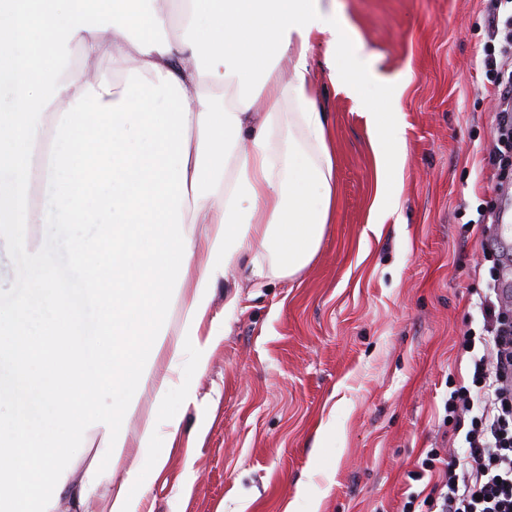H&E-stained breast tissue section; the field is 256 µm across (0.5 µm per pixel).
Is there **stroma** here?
Here are the masks:
<instances>
[{
	"mask_svg": "<svg viewBox=\"0 0 512 512\" xmlns=\"http://www.w3.org/2000/svg\"><path fill=\"white\" fill-rule=\"evenodd\" d=\"M487 6L336 0L362 59L401 96L393 105L367 85L357 106L313 48L336 220L298 275L258 281L243 265L217 287L226 332L184 417L198 441L169 456L154 512H403L409 471L454 430L443 398L488 277L472 225L477 207L499 204L486 162L495 101L479 65ZM392 110L401 153L376 209L367 115ZM25 286L26 258L1 238L0 306Z\"/></svg>",
	"mask_w": 512,
	"mask_h": 512,
	"instance_id": "obj_1",
	"label": "stroma"
}]
</instances>
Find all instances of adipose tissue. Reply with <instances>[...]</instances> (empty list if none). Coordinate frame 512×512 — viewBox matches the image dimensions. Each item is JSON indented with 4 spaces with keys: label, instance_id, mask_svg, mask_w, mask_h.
<instances>
[{
    "label": "adipose tissue",
    "instance_id": "adipose-tissue-1",
    "mask_svg": "<svg viewBox=\"0 0 512 512\" xmlns=\"http://www.w3.org/2000/svg\"><path fill=\"white\" fill-rule=\"evenodd\" d=\"M183 39H165L160 0H0V237L26 254L27 297L0 309V512H145L223 335L211 312L228 270L289 278L316 256L336 203L327 118L309 69L323 46L332 82L359 95L369 73L352 28L322 0H181ZM141 38H132V31ZM125 65L122 80L70 72L65 56ZM301 140L282 141L285 124ZM43 195L31 202L33 180ZM66 231L65 287L34 229ZM203 263H194L195 255ZM179 327L161 345L172 283ZM166 353L163 373L145 372ZM135 458L123 428L144 389ZM51 413L55 429L35 426ZM109 453L69 467L73 446ZM122 468L119 484L110 477Z\"/></svg>",
    "mask_w": 512,
    "mask_h": 512
}]
</instances>
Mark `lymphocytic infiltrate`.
I'll use <instances>...</instances> for the list:
<instances>
[{"instance_id": "obj_1", "label": "lymphocytic infiltrate", "mask_w": 512, "mask_h": 512, "mask_svg": "<svg viewBox=\"0 0 512 512\" xmlns=\"http://www.w3.org/2000/svg\"><path fill=\"white\" fill-rule=\"evenodd\" d=\"M489 27L480 59L496 101L488 163L496 169L495 191L512 193V0H490ZM482 254L493 264L479 298L481 320L458 345L471 382L444 401L462 445L426 450L409 474L423 488L408 494L403 512H512V296L501 284V250L486 245Z\"/></svg>"}]
</instances>
